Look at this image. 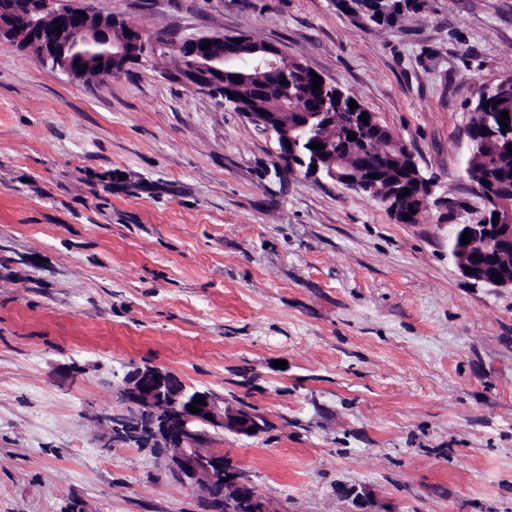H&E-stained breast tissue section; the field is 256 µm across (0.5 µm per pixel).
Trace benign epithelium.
I'll return each mask as SVG.
<instances>
[{"mask_svg":"<svg viewBox=\"0 0 512 512\" xmlns=\"http://www.w3.org/2000/svg\"><path fill=\"white\" fill-rule=\"evenodd\" d=\"M62 26L57 30L56 26ZM12 39L25 52L34 55L43 68L60 70L74 77L102 67L113 75L123 73L127 66L164 50L178 61L174 77L201 91L221 89L223 105L237 108L257 129L273 137L277 144L278 162L296 167L298 156L294 136L296 129L288 125L286 112H253L249 105L254 98L277 95L288 101V89L255 84L244 87L230 77L236 71L226 69L233 60L250 57L256 63V73L275 70L281 62V48L273 43L256 42L244 34L214 35L174 40L163 33L147 37L140 29L105 12L86 0H0V37ZM241 42H236V39ZM211 42L207 50L204 42ZM301 174L314 180L326 176L349 189L362 191L366 183L345 177L344 162L336 158L326 145L314 157L313 165ZM409 189L411 194L402 195ZM431 179L416 172V181H401L389 203L399 218L411 215L410 203L419 207L429 204ZM497 224L479 219L475 224H456L452 239L457 243L455 262L462 276L476 284L496 288H512V208L498 211ZM470 232V241L460 243L462 234ZM473 272L468 273L466 269ZM501 276L500 282L492 273ZM116 395L122 411L96 416L102 436V447L110 448L123 442L117 435L124 421L138 410H147L150 417L141 428L156 437L168 451L164 454L168 467L187 487L200 495L209 512H241L252 506L254 512H270L264 502L249 495L250 485L241 471L224 455L200 447L205 427L220 428L239 436L252 437L262 433L266 424L252 411L226 404L211 392L188 386L173 372L159 366H136L117 384ZM205 398L193 413L188 406L195 397ZM255 432H250L251 428Z\"/></svg>","mask_w":512,"mask_h":512,"instance_id":"obj_1","label":"benign epithelium"}]
</instances>
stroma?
Segmentation results:
<instances>
[{"mask_svg": "<svg viewBox=\"0 0 512 512\" xmlns=\"http://www.w3.org/2000/svg\"><path fill=\"white\" fill-rule=\"evenodd\" d=\"M147 33L244 34L355 96L433 179L398 222L278 169L241 114L154 57L90 80L0 39V512H205L91 420L132 366L263 416L206 429L271 512H512V288L465 279L454 225L512 0H96ZM286 368H278V361Z\"/></svg>", "mask_w": 512, "mask_h": 512, "instance_id": "stroma-1", "label": "stroma"}]
</instances>
